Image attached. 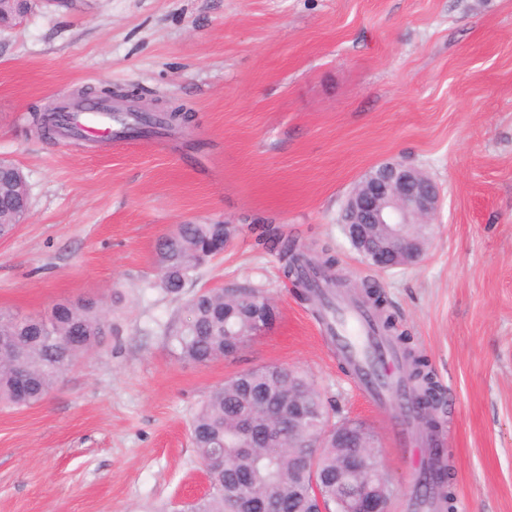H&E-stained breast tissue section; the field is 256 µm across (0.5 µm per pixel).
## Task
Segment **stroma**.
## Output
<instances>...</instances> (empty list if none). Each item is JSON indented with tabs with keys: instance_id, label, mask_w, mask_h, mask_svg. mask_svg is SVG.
Instances as JSON below:
<instances>
[{
	"instance_id": "obj_1",
	"label": "stroma",
	"mask_w": 512,
	"mask_h": 512,
	"mask_svg": "<svg viewBox=\"0 0 512 512\" xmlns=\"http://www.w3.org/2000/svg\"><path fill=\"white\" fill-rule=\"evenodd\" d=\"M184 105L176 134L41 136L34 114L81 91ZM31 211L0 238V309L116 298L111 331L39 404L0 407V512H174L206 489L191 417L207 391L267 364L311 374L375 431L394 494L420 477L343 370L308 299L249 227L329 248L335 278L373 280L442 387L456 512H512V0H40L0 29V159ZM424 169L444 201L415 265L370 270L339 225L376 164ZM180 224H235L180 297L156 245ZM262 289L278 315L236 358L180 360L164 330L193 293ZM7 167L10 169V173L7 174L9 180L11 183L13 182H20L23 185L24 193H21L18 195L17 200L15 202V207L13 209V213L15 215V224H22L27 216L30 213V202H29V194H28V188L25 181V178L22 174V172L17 168L16 166L12 165L11 163H8L6 161H0V172L3 167Z\"/></svg>"
}]
</instances>
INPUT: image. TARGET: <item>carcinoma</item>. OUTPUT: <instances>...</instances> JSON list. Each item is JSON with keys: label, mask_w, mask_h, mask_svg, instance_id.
<instances>
[{"label": "carcinoma", "mask_w": 512, "mask_h": 512, "mask_svg": "<svg viewBox=\"0 0 512 512\" xmlns=\"http://www.w3.org/2000/svg\"><path fill=\"white\" fill-rule=\"evenodd\" d=\"M150 126V130L143 129L139 117L134 115L132 123L124 124V133H167L159 117ZM237 232L235 224L178 225L172 235L157 244L162 288L170 295H181L196 279L203 263L201 256L215 259L224 252V242L232 241ZM263 243L278 249L285 276L298 287L308 288L295 273L298 243L270 228L265 230ZM362 288L381 322L379 329L406 352L416 397L426 405H434L438 385L427 361L413 353L410 336L398 328L382 293L369 283ZM274 309L271 301L254 289L245 288L233 298L225 297L222 289L199 291L187 303L186 318L171 322L165 336L180 359L207 365L235 357L254 339L258 319L274 317ZM50 314L49 336L42 329V319L21 318L0 310V338H13L21 343L32 370L20 390L15 376L0 367L1 404L29 406L42 401L80 357L102 344L110 329L108 318L91 301L57 303ZM290 399L300 402L308 414L302 427L293 432L294 438L319 437L340 424L345 427L342 447L329 441L326 447L318 449L313 461L298 459L288 463L282 453L289 444L288 430L276 431L268 420L287 407ZM244 424L251 431L248 448L241 447L238 437ZM191 435L203 466L210 469V488L189 505V512H238L236 496L240 484L248 498L264 506V512H312L314 502L310 493L314 482L321 486L325 505L331 512H348V502L336 494V465L351 449L369 448L376 441L375 432L366 423L338 417L308 374L277 364L239 372L211 389L193 415ZM436 484L446 508L453 509L454 492L447 469L439 471Z\"/></svg>", "instance_id": "obj_1"}]
</instances>
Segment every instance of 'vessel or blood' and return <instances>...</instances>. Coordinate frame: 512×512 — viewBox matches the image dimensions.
<instances>
[{
	"mask_svg": "<svg viewBox=\"0 0 512 512\" xmlns=\"http://www.w3.org/2000/svg\"><path fill=\"white\" fill-rule=\"evenodd\" d=\"M68 115V133L90 137L112 134L111 119L105 108L74 106ZM331 327L340 352L351 360L365 392L378 406H385L387 398L396 395L399 388V367L389 348H376L366 311L337 305ZM415 418V413L409 412L398 418L388 417L387 423L400 452L409 455L420 473L426 474L438 466L439 460L434 455L433 442L414 434Z\"/></svg>",
	"mask_w": 512,
	"mask_h": 512,
	"instance_id": "vessel-or-blood-1",
	"label": "vessel or blood"
}]
</instances>
